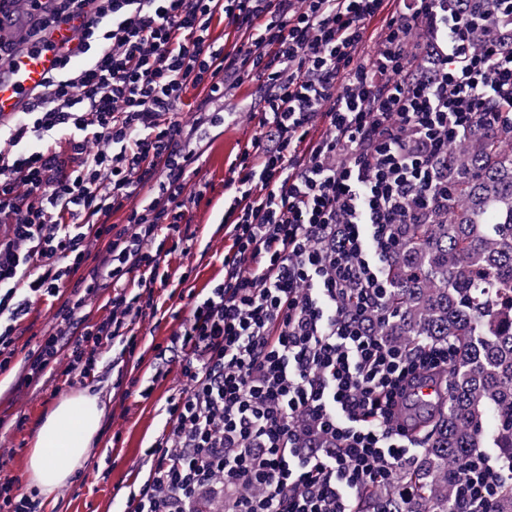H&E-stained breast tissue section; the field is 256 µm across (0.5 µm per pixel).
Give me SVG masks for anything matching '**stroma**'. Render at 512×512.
Returning a JSON list of instances; mask_svg holds the SVG:
<instances>
[{"mask_svg": "<svg viewBox=\"0 0 512 512\" xmlns=\"http://www.w3.org/2000/svg\"><path fill=\"white\" fill-rule=\"evenodd\" d=\"M260 115L241 113L236 124L215 137L199 158V175L209 180L214 191L210 205L193 211L190 231L194 235L190 255H172L169 268L190 266L193 273L179 286L176 297L160 290V298L184 308L183 297L200 292L222 275L226 247L224 226V180L230 162L250 146L259 133ZM181 319L148 318L139 324L143 359L138 367L147 374L159 350L165 349ZM130 364L104 362L97 381L85 386H69L58 373L46 374L38 385L21 384L20 370L0 373V474L17 480L22 491H29V455L40 424L63 398L84 393L97 397L103 410L101 429L88 449L83 466L71 479L44 500V512H120L126 487L147 461V450L154 435L162 430L165 417L160 408L169 396L183 387L179 370H172L154 384L149 399L126 393Z\"/></svg>", "mask_w": 512, "mask_h": 512, "instance_id": "35a3bbf8", "label": "stroma"}]
</instances>
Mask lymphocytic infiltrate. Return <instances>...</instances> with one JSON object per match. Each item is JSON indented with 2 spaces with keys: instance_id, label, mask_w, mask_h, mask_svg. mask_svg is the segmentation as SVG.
<instances>
[{
  "instance_id": "lymphocytic-infiltrate-1",
  "label": "lymphocytic infiltrate",
  "mask_w": 512,
  "mask_h": 512,
  "mask_svg": "<svg viewBox=\"0 0 512 512\" xmlns=\"http://www.w3.org/2000/svg\"><path fill=\"white\" fill-rule=\"evenodd\" d=\"M21 32L80 19L85 62L64 64L40 103L0 126V373L68 384L108 348L135 355L167 259L188 254L190 211L212 191L196 162L225 108L253 83L260 133L224 182V275L162 357L184 388L124 512H357L415 461L408 387L445 370L452 345L376 336L397 227L448 199V153L474 127L512 123V0L473 42V0H32ZM388 20L371 63L365 24ZM222 18L236 39L212 37ZM202 95L192 121L181 108ZM326 128L309 140L317 123ZM123 223H113L116 213ZM105 256L89 267L90 246ZM111 289L108 315L87 309ZM58 307L19 357L34 302ZM454 512H494L512 454L460 465Z\"/></svg>"
}]
</instances>
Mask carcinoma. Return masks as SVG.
Returning <instances> with one entry per match:
<instances>
[{
	"label": "carcinoma",
	"mask_w": 512,
	"mask_h": 512,
	"mask_svg": "<svg viewBox=\"0 0 512 512\" xmlns=\"http://www.w3.org/2000/svg\"><path fill=\"white\" fill-rule=\"evenodd\" d=\"M448 206L402 224L388 267L392 342L455 347L448 393L415 425L416 465L364 497L383 512H451L459 463L475 448L512 451V130L480 127L448 157Z\"/></svg>",
	"instance_id": "carcinoma-1"
}]
</instances>
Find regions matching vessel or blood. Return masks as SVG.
Masks as SVG:
<instances>
[{
  "mask_svg": "<svg viewBox=\"0 0 512 512\" xmlns=\"http://www.w3.org/2000/svg\"><path fill=\"white\" fill-rule=\"evenodd\" d=\"M81 25L60 24L48 41L29 40L15 45L0 64V123L30 111L43 91L46 79L57 72L65 57L77 52Z\"/></svg>",
  "mask_w": 512,
  "mask_h": 512,
  "instance_id": "b4317fda",
  "label": "vessel or blood"
}]
</instances>
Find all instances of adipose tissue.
I'll return each instance as SVG.
<instances>
[{"label": "adipose tissue", "mask_w": 512, "mask_h": 512, "mask_svg": "<svg viewBox=\"0 0 512 512\" xmlns=\"http://www.w3.org/2000/svg\"><path fill=\"white\" fill-rule=\"evenodd\" d=\"M101 415L97 398L76 395L61 400L45 417L29 460L30 483L42 495H52L82 466Z\"/></svg>", "instance_id": "1"}]
</instances>
